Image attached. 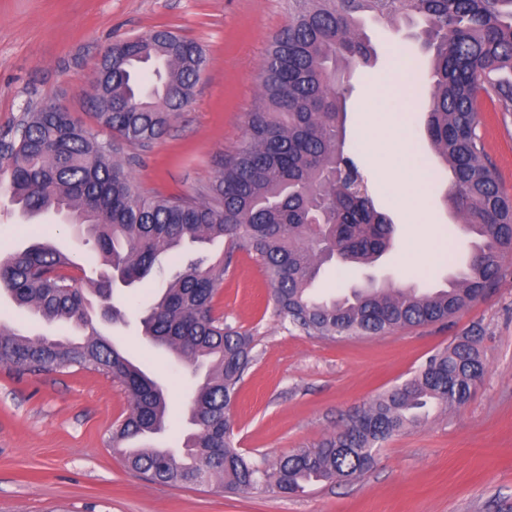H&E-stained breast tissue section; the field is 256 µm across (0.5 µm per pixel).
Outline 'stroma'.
<instances>
[{"mask_svg":"<svg viewBox=\"0 0 512 512\" xmlns=\"http://www.w3.org/2000/svg\"><path fill=\"white\" fill-rule=\"evenodd\" d=\"M290 11L289 0H0V128L29 102L58 101L92 123L88 98L104 48L168 29L196 40L207 66L167 134L124 155L144 189L166 196L203 191L216 179L224 153L245 137L269 40L287 25ZM367 31L378 59L353 73L346 128L347 145L355 150L367 83L375 75L402 78L391 59L407 42L406 31L383 22H368ZM408 61L415 98L399 110L416 157L430 152L420 133L428 84L423 57L415 52ZM480 132L501 187L512 196V117L482 113ZM392 166L384 159L364 167L369 188L396 224L394 247L372 273L382 282L397 284L409 275L417 288L443 287L449 269L463 268L472 251L461 220L441 201L449 173L440 168L427 180L420 221L411 224L385 175ZM33 226L77 257L70 274L82 278L94 255L53 215L29 224L10 206H0V254L24 243ZM451 250L457 256L452 266L446 262ZM500 266L498 283L448 323L324 340L281 322L260 261L234 252L215 310L256 340L255 358L229 413L235 446L246 455L274 460L316 445L460 337H478L485 359L484 381L463 408L390 437L360 479L314 483L297 495L270 488L232 493L216 480L202 486L156 483L129 471L112 447V430L129 408L120 384L75 368L19 372L0 365V512H512V254ZM173 269L163 263L146 284L115 290L114 303L127 323L114 333L166 387L171 421L156 442L176 449L197 379L189 366L146 342L138 327L139 313Z\"/></svg>","mask_w":512,"mask_h":512,"instance_id":"1","label":"stroma"}]
</instances>
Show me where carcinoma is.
Listing matches in <instances>:
<instances>
[{"label":"carcinoma","mask_w":512,"mask_h":512,"mask_svg":"<svg viewBox=\"0 0 512 512\" xmlns=\"http://www.w3.org/2000/svg\"><path fill=\"white\" fill-rule=\"evenodd\" d=\"M371 17L419 26L414 38L430 56L432 89L421 131L449 169L443 201L479 238L451 288L368 287L343 298L311 293L329 243L344 265H371L392 247L395 227L369 191L359 157L346 147V89L340 67L368 66L377 50ZM207 57L195 41L158 30L110 45L96 67L89 102L101 139L72 113L46 102L26 107L0 129V197L29 221L52 212L92 240L111 269L92 293L109 307L117 283L144 282L185 243L225 241L226 255L190 261L141 318L144 336L188 365L208 366L191 396L193 426L185 459L166 448L127 443L161 432L166 389L142 371L89 316L90 301L67 274L69 256L47 236L0 258V290L31 315L59 323L60 337L0 325V364L17 371L77 367L120 383L129 411L112 433L129 468L162 484L228 489L274 487L294 494L313 482L358 478L395 433L467 404L486 373L475 339L432 354L411 377L378 395L342 430L316 447L271 462L233 445L229 411L248 368L253 337L214 313V297L233 253L262 263L281 320L310 336H384L443 322L493 287L499 256L512 247V198L479 133L484 104L512 115V0H294L288 26L272 39L260 94L243 143L224 154L219 175L194 195L162 197L141 187L120 157L162 138L190 100Z\"/></svg>","instance_id":"obj_1"}]
</instances>
